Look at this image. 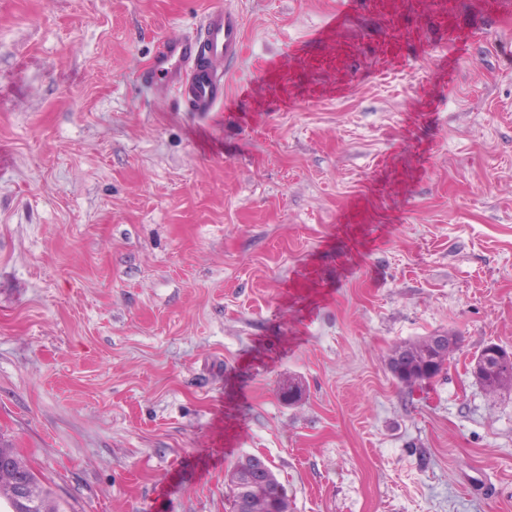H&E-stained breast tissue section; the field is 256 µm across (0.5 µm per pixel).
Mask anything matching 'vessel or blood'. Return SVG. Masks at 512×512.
I'll list each match as a JSON object with an SVG mask.
<instances>
[{"instance_id":"obj_1","label":"vessel or blood","mask_w":512,"mask_h":512,"mask_svg":"<svg viewBox=\"0 0 512 512\" xmlns=\"http://www.w3.org/2000/svg\"><path fill=\"white\" fill-rule=\"evenodd\" d=\"M242 40L240 16L222 8L212 10L196 35L164 43L140 79L155 93H179L188 111H213L224 100L229 76L218 65L238 57Z\"/></svg>"}]
</instances>
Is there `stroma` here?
I'll return each instance as SVG.
<instances>
[{
  "mask_svg": "<svg viewBox=\"0 0 512 512\" xmlns=\"http://www.w3.org/2000/svg\"><path fill=\"white\" fill-rule=\"evenodd\" d=\"M236 11L214 111L138 81ZM456 334L401 385V345ZM512 0H0V440L60 512H512ZM301 396L284 398L287 385ZM478 365L480 366L479 374L476 375L472 369V375L476 382L488 392L495 393L502 387L512 386V376L498 368L497 359L494 356L485 354L484 361Z\"/></svg>",
  "mask_w": 512,
  "mask_h": 512,
  "instance_id": "1",
  "label": "stroma"
}]
</instances>
